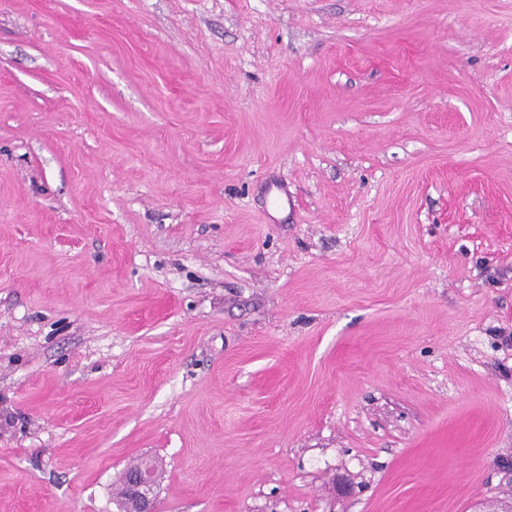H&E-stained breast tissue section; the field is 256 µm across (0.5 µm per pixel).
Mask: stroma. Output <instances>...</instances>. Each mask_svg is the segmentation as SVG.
Instances as JSON below:
<instances>
[{
	"instance_id": "stroma-1",
	"label": "stroma",
	"mask_w": 512,
	"mask_h": 512,
	"mask_svg": "<svg viewBox=\"0 0 512 512\" xmlns=\"http://www.w3.org/2000/svg\"><path fill=\"white\" fill-rule=\"evenodd\" d=\"M512 502V0H0V512ZM156 484V472L151 466L144 465L134 472L127 486L126 499L130 506L125 512H151Z\"/></svg>"
}]
</instances>
